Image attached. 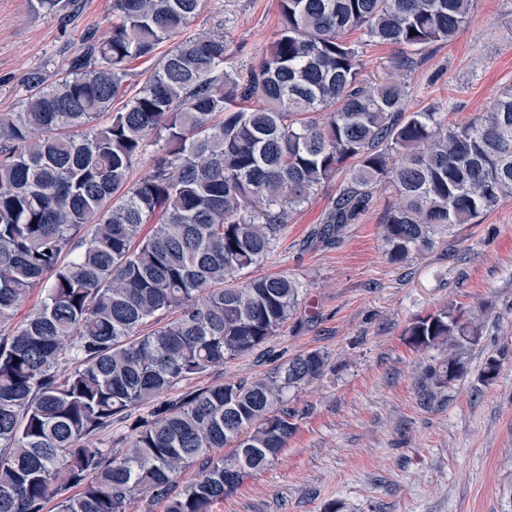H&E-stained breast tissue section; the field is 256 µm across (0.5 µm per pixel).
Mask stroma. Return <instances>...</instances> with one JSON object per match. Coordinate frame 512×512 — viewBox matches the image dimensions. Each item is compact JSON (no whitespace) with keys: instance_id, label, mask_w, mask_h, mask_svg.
I'll return each mask as SVG.
<instances>
[{"instance_id":"1","label":"stroma","mask_w":512,"mask_h":512,"mask_svg":"<svg viewBox=\"0 0 512 512\" xmlns=\"http://www.w3.org/2000/svg\"><path fill=\"white\" fill-rule=\"evenodd\" d=\"M67 2L38 15L29 0H0V112L19 110L30 74L50 81L66 72L81 37L112 18V0ZM279 19L278 0H207L189 31L223 35L233 65L246 70L261 63ZM348 39L360 44L365 77L404 82L407 111L430 108L452 125L490 112L512 85V0H477L466 28L407 71L393 65L396 48L356 32ZM346 178L337 172L292 212L252 270L302 285L278 335L179 385L259 378L311 350L329 357L323 377L288 394L298 415L287 448L213 512H512V197L396 263L381 228L397 201L389 184L335 244L316 239ZM481 308L467 373L436 384L427 371L443 353L416 350L409 327L442 310ZM492 356L500 368L486 386L480 374Z\"/></svg>"}]
</instances>
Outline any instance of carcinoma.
<instances>
[{"label":"carcinoma","mask_w":512,"mask_h":512,"mask_svg":"<svg viewBox=\"0 0 512 512\" xmlns=\"http://www.w3.org/2000/svg\"><path fill=\"white\" fill-rule=\"evenodd\" d=\"M29 2L36 14L66 7ZM205 3L112 0L109 27L70 69L48 84L30 77L20 110L0 112V512H137L142 501L211 512L288 447V391L324 373L319 350L256 380L162 394L277 335L299 283L236 281L338 170L348 182L320 238L390 183L399 203L382 232L394 262L512 196V87L488 115L450 126L407 111L404 84L363 79L347 41L359 30L396 46L394 67L407 70L458 36L476 0H278L280 26L245 72L227 66L224 35H185ZM152 57L112 113L133 64ZM41 285L44 300L12 324ZM476 319L440 311L408 329L418 350L448 348L438 383L467 372Z\"/></svg>","instance_id":"1"}]
</instances>
